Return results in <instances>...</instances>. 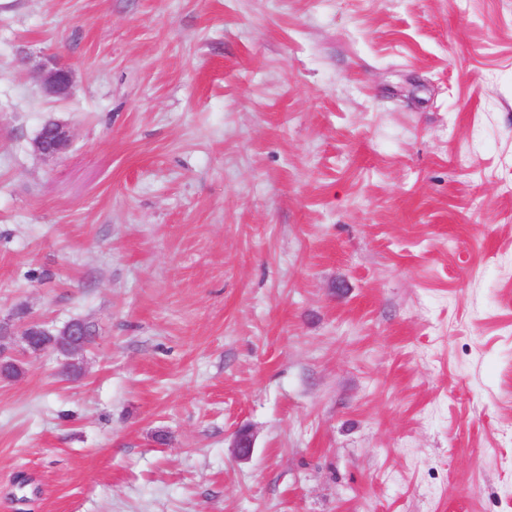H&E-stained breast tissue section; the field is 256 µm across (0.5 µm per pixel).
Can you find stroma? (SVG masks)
I'll use <instances>...</instances> for the list:
<instances>
[{"label": "stroma", "instance_id": "stroma-1", "mask_svg": "<svg viewBox=\"0 0 512 512\" xmlns=\"http://www.w3.org/2000/svg\"><path fill=\"white\" fill-rule=\"evenodd\" d=\"M22 309L0 512H512V0H0ZM21 64L30 70L32 77L42 84L48 94L63 97L71 92L74 75L70 69L56 64L50 67L40 64L29 68L26 59L22 60ZM72 135L67 124L48 122L44 124L33 142L36 154L44 158H55L65 154L71 146ZM66 325L72 327L66 332L65 336L52 337L50 342H39V336L49 335L48 328L44 323L37 319H29L20 329V336L24 344V350L34 354H41L50 350L57 351L65 355H70L81 350L85 345H81L80 335L76 328L67 322Z\"/></svg>", "mask_w": 512, "mask_h": 512}]
</instances>
